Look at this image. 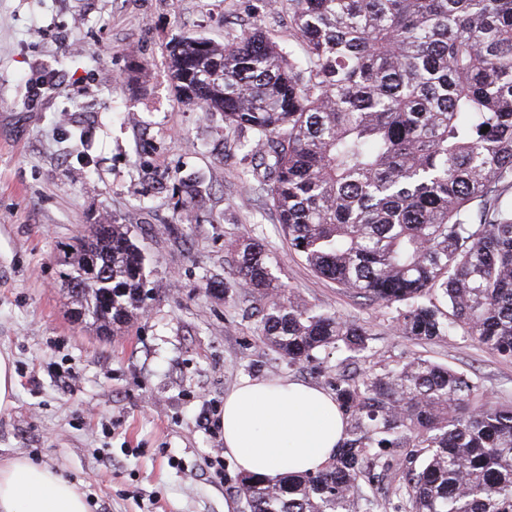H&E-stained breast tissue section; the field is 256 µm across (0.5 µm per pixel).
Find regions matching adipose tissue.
Here are the masks:
<instances>
[{
    "label": "adipose tissue",
    "mask_w": 512,
    "mask_h": 512,
    "mask_svg": "<svg viewBox=\"0 0 512 512\" xmlns=\"http://www.w3.org/2000/svg\"><path fill=\"white\" fill-rule=\"evenodd\" d=\"M224 453L239 472L269 480L323 469L345 420L329 393L287 378L247 380L224 399ZM0 512H91L85 494L27 458L0 464Z\"/></svg>",
    "instance_id": "1"
}]
</instances>
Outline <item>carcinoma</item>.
Here are the masks:
<instances>
[{
  "label": "carcinoma",
  "mask_w": 512,
  "mask_h": 512,
  "mask_svg": "<svg viewBox=\"0 0 512 512\" xmlns=\"http://www.w3.org/2000/svg\"><path fill=\"white\" fill-rule=\"evenodd\" d=\"M291 2L304 57L257 28L224 46L188 37L169 51L178 91L252 132L257 187L318 275L396 307L416 341L460 330L512 359V0ZM234 252L224 292L266 298L260 336L288 364L368 349L366 327L284 294L259 239ZM62 265L70 311L96 334L145 314L127 225H90ZM476 392L421 357L339 374L346 433L325 468L240 474L237 492L248 512H512V404L472 409Z\"/></svg>",
  "instance_id": "carcinoma-1"
}]
</instances>
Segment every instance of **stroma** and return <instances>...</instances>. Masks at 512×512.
<instances>
[{
    "mask_svg": "<svg viewBox=\"0 0 512 512\" xmlns=\"http://www.w3.org/2000/svg\"><path fill=\"white\" fill-rule=\"evenodd\" d=\"M253 27L303 53L288 0H0V352L15 367L0 461L78 484L93 512H247L216 422L243 380L330 390L422 357L461 371L477 403L512 402V360L463 335L418 343L393 312L317 276L251 178L249 130L178 98L167 48ZM130 225L153 298L129 334L73 323L59 260L87 225ZM254 232L287 292L368 327L351 357L288 365L258 335L232 243Z\"/></svg>",
    "mask_w": 512,
    "mask_h": 512,
    "instance_id": "35a3bbf8",
    "label": "stroma"
}]
</instances>
